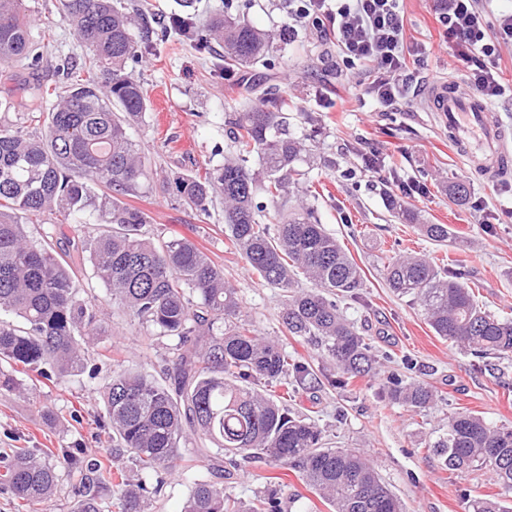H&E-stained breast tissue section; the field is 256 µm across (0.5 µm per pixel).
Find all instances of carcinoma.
Wrapping results in <instances>:
<instances>
[{
	"label": "carcinoma",
	"instance_id": "1",
	"mask_svg": "<svg viewBox=\"0 0 512 512\" xmlns=\"http://www.w3.org/2000/svg\"><path fill=\"white\" fill-rule=\"evenodd\" d=\"M60 4L86 48L87 77L66 66L60 88L24 87L18 99L10 90L0 98L1 111L21 102L27 118L44 125V135L35 137L21 126L0 127V312L24 323L0 319V390L28 395L19 372L56 381L83 370L86 346L107 335L108 314L74 288L71 255L26 233L27 221L46 212L76 224L97 214L102 230L83 238L77 260H89L94 277L130 316L158 336L175 337L176 359L162 383L139 371H112L103 387L104 418L117 442L109 463L88 466L67 455L52 465L32 448H16L0 458V489L37 505L52 496L65 469L81 476L79 512H102L101 489L116 496L118 512H144L149 494L161 490L160 474L178 458L180 441L196 436L214 444L207 452L217 466L268 461L294 473L331 512H404L364 453L325 446L314 422L262 393L280 386L288 396L317 382L310 364L257 336L241 318L237 288L190 238L155 243L143 232L147 214L125 202L149 179L129 135L149 100L127 71L128 61L151 53L174 29L201 53L215 43L224 47L223 70H241L274 48V34L230 14L227 2L202 28L190 11L192 0H185L184 13L157 31L124 12L118 0ZM39 61L22 0H0V83L13 77L7 67ZM225 125L234 153L203 176L163 180L162 191L201 214L221 195L234 248L260 281L286 293L280 314L285 332L320 345L336 368V383L373 376L371 345L339 308L340 300L357 297L360 267L312 207L300 202L285 208L291 188L308 180L301 163L310 151L308 136L289 130L288 100L265 90L256 104L228 113ZM254 155L255 170L248 166ZM259 193L273 211L256 202ZM417 229L438 243L451 236L446 224ZM303 279L312 287L300 286ZM385 280L394 293L419 301L436 335L477 360L512 354V318L489 313L456 270L405 255L388 262ZM384 387L390 400L414 412L435 400L430 386L400 374ZM429 447L448 469H485L512 492V427H491L477 414L457 412ZM125 456L155 481L153 487L127 483L120 467ZM184 512H275V506L259 498L244 508L218 483L199 478Z\"/></svg>",
	"mask_w": 512,
	"mask_h": 512
}]
</instances>
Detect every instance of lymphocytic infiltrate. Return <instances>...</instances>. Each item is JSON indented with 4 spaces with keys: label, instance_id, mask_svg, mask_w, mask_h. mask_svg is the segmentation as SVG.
<instances>
[{
    "label": "lymphocytic infiltrate",
    "instance_id": "lymphocytic-infiltrate-1",
    "mask_svg": "<svg viewBox=\"0 0 512 512\" xmlns=\"http://www.w3.org/2000/svg\"><path fill=\"white\" fill-rule=\"evenodd\" d=\"M401 0H288L293 20H311L331 35L348 65H363L367 88L383 106L393 107L411 91L409 59L414 52L403 37ZM478 0H448L440 17L444 37L466 64L472 93L492 100L505 94L493 62L501 45L512 43V12L488 28Z\"/></svg>",
    "mask_w": 512,
    "mask_h": 512
}]
</instances>
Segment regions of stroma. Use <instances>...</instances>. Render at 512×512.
Segmentation results:
<instances>
[{
    "mask_svg": "<svg viewBox=\"0 0 512 512\" xmlns=\"http://www.w3.org/2000/svg\"><path fill=\"white\" fill-rule=\"evenodd\" d=\"M233 2L242 20L287 32V43L243 73L224 74L213 57L171 34L152 54L129 65L151 100L132 137L151 173L173 177L204 172L222 164L230 148L224 118L243 81L277 87L289 102L291 132L315 136V161L302 198L362 269L361 298L347 301L346 314L381 357L378 375L332 385L334 371L320 352L305 338L283 335V292L260 283L231 250L223 199H216L204 215L176 197L146 190L134 200L150 218L145 233L155 240L192 239L234 283L257 334L323 371V379L289 398L288 407L313 417L332 445L364 450L407 512H472L478 497L499 501L512 512V493L489 474L449 470L426 448L444 432L449 416L465 410L489 424L512 427V356L482 367L436 336L420 303L396 296L384 279L385 266L399 252L431 254L448 267L462 268L466 283L487 309L512 318V172L490 182L471 171L428 104L431 82L443 77L461 81L466 74L444 44L440 0H403L405 41L425 51L413 68L419 82L416 95L393 110L365 95L360 69H347L320 29L308 21L289 27L286 0H250L247 8L243 0ZM23 6L34 21L33 33L47 30L52 38L42 49L39 67L17 76L48 85L61 82L62 64L81 61L84 49L63 21L59 0H23ZM455 181L470 188L465 203L448 197L447 186ZM400 183L422 187V194L400 196V203L422 223L448 225L452 240L434 243L391 214L390 191ZM26 230L33 240L52 238L64 253L79 237L95 234L96 226L64 224L59 215L47 213ZM74 286L79 296L95 297L109 313L112 333L89 347L85 370L57 383L39 382L36 401L0 391L1 456L14 448H37L52 462L74 450L89 459H105L112 432L99 427L98 420L104 413L102 387L113 371L132 367L158 377L174 363V338L150 335L112 303L90 265L77 268ZM407 359L413 363L411 378L428 383L436 393L433 407L422 413L392 402L383 392L387 376L402 371ZM202 445L194 437L183 443L181 458L165 474L150 512H184L195 475L205 473L209 464ZM219 483L225 493L245 502L273 484L281 512H329L296 475L262 463L241 464L221 474Z\"/></svg>",
    "mask_w": 512,
    "mask_h": 512,
    "instance_id": "stroma-1",
    "label": "stroma"
}]
</instances>
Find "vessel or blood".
Returning <instances> with one entry per match:
<instances>
[{"label": "vessel or blood", "instance_id": "1", "mask_svg": "<svg viewBox=\"0 0 512 512\" xmlns=\"http://www.w3.org/2000/svg\"><path fill=\"white\" fill-rule=\"evenodd\" d=\"M427 96L457 154L467 166L490 181L512 167V152L505 142L512 134L475 94H463L454 81L432 82Z\"/></svg>", "mask_w": 512, "mask_h": 512}]
</instances>
